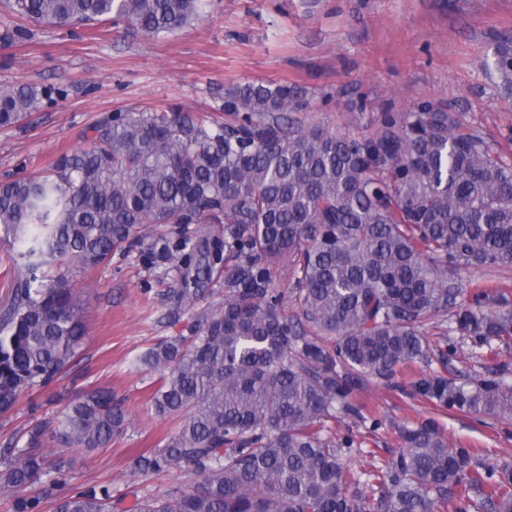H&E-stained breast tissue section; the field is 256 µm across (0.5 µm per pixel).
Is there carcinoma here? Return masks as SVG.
I'll return each instance as SVG.
<instances>
[{"label": "carcinoma", "instance_id": "1", "mask_svg": "<svg viewBox=\"0 0 512 512\" xmlns=\"http://www.w3.org/2000/svg\"><path fill=\"white\" fill-rule=\"evenodd\" d=\"M37 23L110 20L145 34L180 30L201 0H8ZM482 68L512 99V36ZM52 91L0 87V130L18 127ZM306 105L296 87L235 85L219 124L179 107L119 112L95 123L89 146L0 180V240L20 244L11 295L0 305V413L47 385L78 356L87 300L69 266L94 269L117 252L178 274L171 289L193 308L224 273V304L196 311L186 332L138 362L154 380V412L180 418L144 472L180 471L192 485L135 500L132 512H512V470L486 466L448 443L429 417L402 433L404 448L373 464L366 490L321 435L332 411L367 377L395 378L423 358L422 322L448 308L455 329L481 346L512 338L503 291L464 295L473 266L512 265V153L463 125L443 104L383 110L368 133L288 125ZM210 224L223 225L215 234ZM233 260L224 268V258ZM290 258L302 318L282 309L276 267ZM493 297L498 309L485 313ZM414 393L469 414L512 417V386L472 387L436 374ZM125 420L112 391L70 401L50 431L36 426L0 471L13 512H37L26 490L46 474L38 449L106 448ZM106 486L57 500L54 512H116Z\"/></svg>", "mask_w": 512, "mask_h": 512}]
</instances>
